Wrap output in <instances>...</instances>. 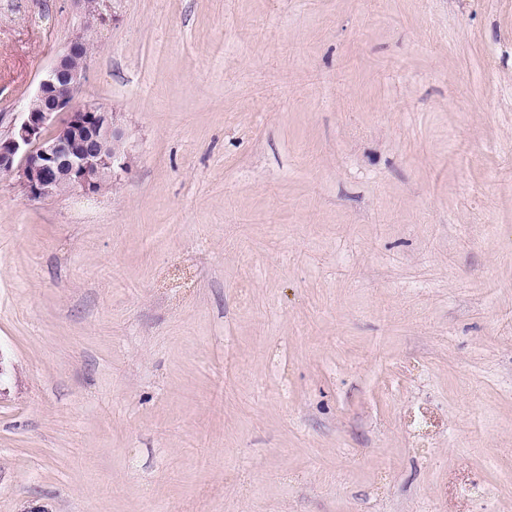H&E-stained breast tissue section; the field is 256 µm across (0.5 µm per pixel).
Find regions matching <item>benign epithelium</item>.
I'll return each instance as SVG.
<instances>
[{
	"label": "benign epithelium",
	"instance_id": "7a95c632",
	"mask_svg": "<svg viewBox=\"0 0 512 512\" xmlns=\"http://www.w3.org/2000/svg\"><path fill=\"white\" fill-rule=\"evenodd\" d=\"M86 18L39 83L7 135L0 136V175L16 177L32 200L49 197L58 185L96 196L106 181L129 173L133 163L121 115L95 104L77 103L88 80L89 56L70 58L89 42L86 30L107 21L105 0H76Z\"/></svg>",
	"mask_w": 512,
	"mask_h": 512
}]
</instances>
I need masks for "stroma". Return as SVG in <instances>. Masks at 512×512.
I'll use <instances>...</instances> for the list:
<instances>
[{"label": "stroma", "instance_id": "obj_1", "mask_svg": "<svg viewBox=\"0 0 512 512\" xmlns=\"http://www.w3.org/2000/svg\"><path fill=\"white\" fill-rule=\"evenodd\" d=\"M112 190L0 176V512H512V0H111ZM85 25L0 0V136Z\"/></svg>", "mask_w": 512, "mask_h": 512}]
</instances>
